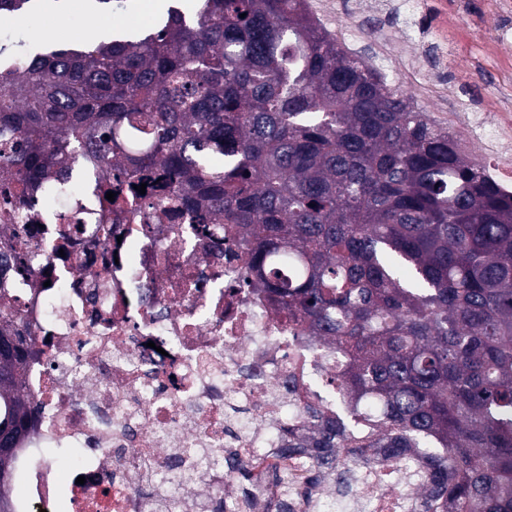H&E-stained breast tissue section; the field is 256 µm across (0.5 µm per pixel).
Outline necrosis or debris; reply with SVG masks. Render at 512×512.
I'll use <instances>...</instances> for the list:
<instances>
[{"instance_id": "necrosis-or-debris-1", "label": "necrosis or debris", "mask_w": 512, "mask_h": 512, "mask_svg": "<svg viewBox=\"0 0 512 512\" xmlns=\"http://www.w3.org/2000/svg\"><path fill=\"white\" fill-rule=\"evenodd\" d=\"M72 184L68 209L36 200L0 236L32 258L0 299V322L31 336L23 388L39 408L18 512H425L423 449L395 462L347 449V489L316 466L306 409L343 414L344 358L248 284L245 246L216 250L226 225L146 197L110 213ZM55 448L73 452L67 479Z\"/></svg>"}]
</instances>
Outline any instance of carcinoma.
<instances>
[{
  "label": "carcinoma",
  "instance_id": "1",
  "mask_svg": "<svg viewBox=\"0 0 512 512\" xmlns=\"http://www.w3.org/2000/svg\"><path fill=\"white\" fill-rule=\"evenodd\" d=\"M48 0H0V19ZM245 17H240V14ZM0 73V210L70 195L89 171L107 209L147 184L169 211L246 236L255 286L345 354L352 409L316 460L358 447L428 448L444 512H512V193L366 61L307 0H200L156 31L57 47ZM116 193L115 200L106 193ZM0 258V291L28 269ZM30 346L0 325V501L37 421L22 391Z\"/></svg>",
  "mask_w": 512,
  "mask_h": 512
}]
</instances>
